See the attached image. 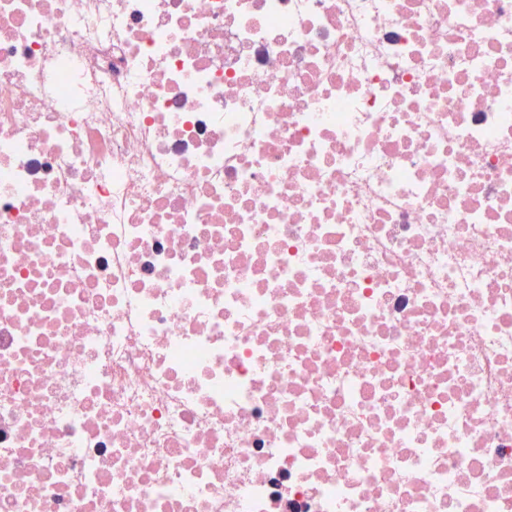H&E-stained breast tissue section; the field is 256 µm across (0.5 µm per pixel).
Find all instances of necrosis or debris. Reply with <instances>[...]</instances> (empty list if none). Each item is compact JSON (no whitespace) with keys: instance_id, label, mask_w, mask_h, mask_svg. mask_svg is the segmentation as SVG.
Listing matches in <instances>:
<instances>
[{"instance_id":"obj_1","label":"necrosis or debris","mask_w":512,"mask_h":512,"mask_svg":"<svg viewBox=\"0 0 512 512\" xmlns=\"http://www.w3.org/2000/svg\"><path fill=\"white\" fill-rule=\"evenodd\" d=\"M0 512H512V0H0Z\"/></svg>"}]
</instances>
